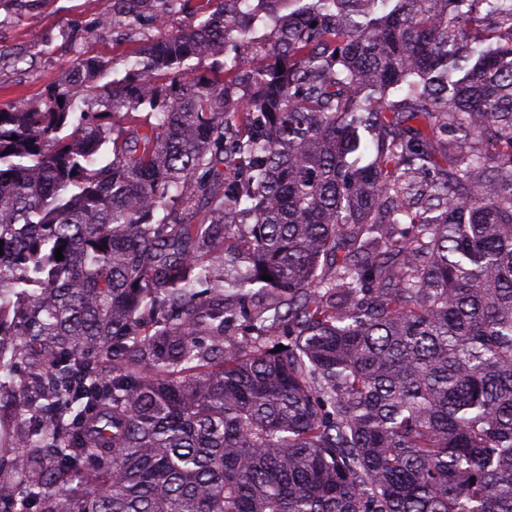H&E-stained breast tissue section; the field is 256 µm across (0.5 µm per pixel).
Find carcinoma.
I'll return each mask as SVG.
<instances>
[{
  "label": "carcinoma",
  "mask_w": 512,
  "mask_h": 512,
  "mask_svg": "<svg viewBox=\"0 0 512 512\" xmlns=\"http://www.w3.org/2000/svg\"><path fill=\"white\" fill-rule=\"evenodd\" d=\"M195 14L0 108V512H512V0Z\"/></svg>",
  "instance_id": "carcinoma-1"
}]
</instances>
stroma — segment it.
I'll return each mask as SVG.
<instances>
[{"instance_id": "35a3bbf8", "label": "stroma", "mask_w": 512, "mask_h": 512, "mask_svg": "<svg viewBox=\"0 0 512 512\" xmlns=\"http://www.w3.org/2000/svg\"><path fill=\"white\" fill-rule=\"evenodd\" d=\"M111 11L112 0H0V104L42 106L48 88L82 55L111 58L125 75L135 51L159 30L176 32L192 22L191 12L177 10L160 29H98Z\"/></svg>"}]
</instances>
